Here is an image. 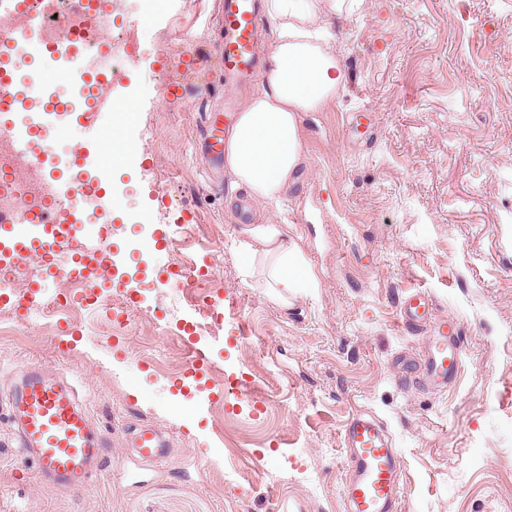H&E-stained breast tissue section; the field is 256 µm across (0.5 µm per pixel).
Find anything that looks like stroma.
<instances>
[{"label": "stroma", "instance_id": "stroma-1", "mask_svg": "<svg viewBox=\"0 0 512 512\" xmlns=\"http://www.w3.org/2000/svg\"><path fill=\"white\" fill-rule=\"evenodd\" d=\"M219 2L123 0L135 64L92 121L45 117L54 157H101L112 191L83 235L123 253L132 302L118 323L0 306V391L28 364L74 381L112 462L91 491L48 489L0 409V512H350L341 433L358 414L400 454L403 512H512V0H347L326 21L345 86L303 116L287 196L253 208L316 281L284 305L243 275L230 198L245 191L213 189L202 151L226 94ZM190 56L193 71L178 64ZM193 265L200 280L170 279ZM416 291L459 327L460 373L442 388L398 380L396 361L435 333L401 319ZM231 374L251 394L230 412ZM139 422L169 433L168 464L124 469Z\"/></svg>", "mask_w": 512, "mask_h": 512}]
</instances>
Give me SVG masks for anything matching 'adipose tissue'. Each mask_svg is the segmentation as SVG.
I'll return each mask as SVG.
<instances>
[{"label": "adipose tissue", "mask_w": 512, "mask_h": 512, "mask_svg": "<svg viewBox=\"0 0 512 512\" xmlns=\"http://www.w3.org/2000/svg\"><path fill=\"white\" fill-rule=\"evenodd\" d=\"M345 0H265L275 41L260 88L236 116L226 140L224 169L233 187H246L258 203L278 202L304 162L300 115L317 112L343 85L335 54L321 45L319 19L341 14ZM240 243L244 275L266 265V285L279 300L314 287L300 251L272 224L249 228Z\"/></svg>", "instance_id": "1"}]
</instances>
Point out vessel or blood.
Listing matches in <instances>:
<instances>
[{
	"instance_id": "1",
	"label": "vessel or blood",
	"mask_w": 512,
	"mask_h": 512,
	"mask_svg": "<svg viewBox=\"0 0 512 512\" xmlns=\"http://www.w3.org/2000/svg\"><path fill=\"white\" fill-rule=\"evenodd\" d=\"M224 37L219 45L224 85L232 88L249 78L258 66L259 17L255 0H224L221 10ZM235 106L225 102L208 117L205 148L213 165L224 163V129L232 125ZM45 136L25 132L20 154L41 163ZM37 258L46 276L62 279L84 269L87 263L111 267L112 251L89 245L78 225L59 212L56 197L27 209L24 218L0 213V269L9 270L28 258ZM401 316L406 325L435 321L438 332L428 337L422 368H407L402 384L419 387L446 385L459 369L461 338L456 323L434 319L428 297L421 292L404 301ZM7 404L15 429L17 448L34 464L42 483L65 492L90 490L103 471L107 438L81 407L76 388L45 367L25 366ZM134 460L141 465L167 461L171 454L168 433L150 424H139L126 433ZM342 443L352 453L350 477L342 487L352 512H399L401 459L381 437L380 428L361 416L347 423Z\"/></svg>"
}]
</instances>
